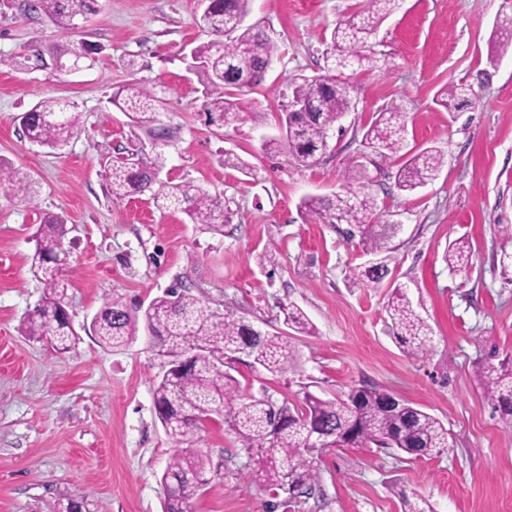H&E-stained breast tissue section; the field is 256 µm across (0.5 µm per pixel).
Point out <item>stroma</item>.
Wrapping results in <instances>:
<instances>
[{
	"instance_id": "obj_1",
	"label": "stroma",
	"mask_w": 512,
	"mask_h": 512,
	"mask_svg": "<svg viewBox=\"0 0 512 512\" xmlns=\"http://www.w3.org/2000/svg\"><path fill=\"white\" fill-rule=\"evenodd\" d=\"M362 0H253L246 25L264 30L278 51L264 82L241 99L264 101L216 136L205 112L203 78L191 51L206 42L201 0H103L85 28L61 31L0 0V161L29 180L34 201L16 203L0 186V512H45L65 493L91 512H163L161 478L179 444L153 406L168 368L145 332L126 347L102 348L81 335L57 354L22 335L21 321L44 292L31 271L32 237L45 215L66 221L68 310L75 327L105 304L148 306L185 284L213 310L288 336L293 360L273 375L251 358L235 364L245 393L269 391L296 404L304 393L334 399L376 385L443 422L448 448L417 459L389 448H329L315 454L319 480L304 512H402L403 496L434 512H512V428L484 399L479 372L488 353L512 357V280L499 262L502 227L512 224V0H400L372 37L378 69L353 78L354 112L342 137L313 166L267 156L278 135L290 80L323 74L331 31ZM93 44L90 66L73 74L12 66L51 45ZM136 60L129 70L128 60ZM162 99L157 141L134 126L111 96L130 80ZM470 85L467 100L440 106L444 89ZM48 97L69 102L82 130L51 150L23 137L19 117ZM406 114L409 150L444 157L436 180L414 193L394 186L393 167L348 161L361 154V129L374 112ZM162 155V182H189L222 195L223 231L158 211L148 196L113 199L105 174L119 149ZM241 167L225 165V156ZM370 183L381 211L399 214L396 261L387 281L365 284L369 261L341 228L298 211L302 198ZM468 240V269L448 266L455 240ZM405 285L429 324L431 342L406 356L386 313L393 284ZM297 305L314 335L294 331L283 307ZM193 448L216 475L193 512H287L256 483L253 463L223 420L204 425Z\"/></svg>"
}]
</instances>
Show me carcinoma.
Returning a JSON list of instances; mask_svg holds the SVG:
<instances>
[{
	"instance_id": "cac0c4a2",
	"label": "carcinoma",
	"mask_w": 512,
	"mask_h": 512,
	"mask_svg": "<svg viewBox=\"0 0 512 512\" xmlns=\"http://www.w3.org/2000/svg\"><path fill=\"white\" fill-rule=\"evenodd\" d=\"M252 0H210L198 25L212 36L195 47L191 59L206 78L205 106L211 123L228 127L242 119L249 109L260 111L257 99L243 101L234 91L255 87L263 80L262 70L278 48L261 30L245 27ZM399 0H365L362 10L336 22L331 32V49L326 57L327 74L303 78L289 84L290 98L311 105V111L296 115L297 127L290 137L263 141L267 154L286 152L298 164L318 162L330 149L336 126L353 108L350 73L379 68L380 59L370 38L392 13ZM28 10L49 17L63 30L76 28V20L94 15L98 0H30ZM469 95L464 85H452L443 92L441 105ZM113 104L131 114L136 124L159 140L165 133L156 129L161 100L141 82H130L113 93ZM80 114L66 102L49 98L37 103L21 118V131L28 140L60 148L79 132ZM405 112L391 106L373 114L364 127L361 145L379 164L397 167L395 187L411 193L435 180L443 166V155L433 149L410 153L404 150L402 131ZM161 156L147 162L116 165L108 178V193L124 199L150 193L159 211H179L194 224H222L228 221L226 200L190 183H157ZM7 185L14 198L29 202L30 183L19 173L0 167V185ZM302 215L321 224H347L348 239L359 238L366 254L373 256L365 275L381 282L394 260L392 239L397 228L380 223L376 198L371 191L347 190L330 198H305L299 204ZM63 221L48 218L34 235L35 251L31 269L45 291L39 303L21 323L22 332L47 342L53 351L66 352L78 339L66 309L67 280L63 271ZM448 264L465 268L471 246L460 240L448 246ZM287 325L302 333L313 330L305 313L290 305L283 308ZM391 328L409 357L428 350L430 328L401 287L393 289L387 304ZM144 327L160 351L174 362L184 361L165 373L154 390V406L164 429L186 441L203 426L199 415L222 418L256 460L255 476L268 491L310 498L317 473L308 456L317 448H394L420 457L441 455L448 448V429L436 417L395 397L378 386L353 388L344 397L325 400L304 393L298 405L277 403L273 396L242 393L239 380L224 370V360L242 354L272 374H282L292 356L288 337L259 333L250 323L224 316L179 287L167 289L153 299L138 317L130 311L117 312L115 304L100 310L90 326L99 343L118 349L134 339ZM490 354L483 369L484 398L512 427V361L493 363ZM207 461L190 448L177 453L163 474L164 512H192L193 501L204 486ZM48 512H90L87 500L66 494L47 505Z\"/></svg>"
}]
</instances>
